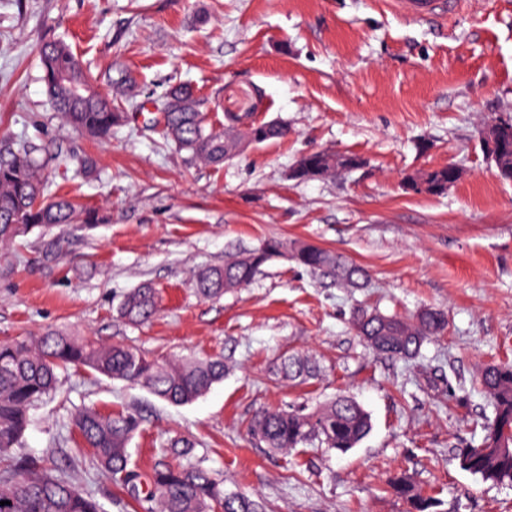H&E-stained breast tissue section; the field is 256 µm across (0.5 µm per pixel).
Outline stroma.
Segmentation results:
<instances>
[{
    "mask_svg": "<svg viewBox=\"0 0 512 512\" xmlns=\"http://www.w3.org/2000/svg\"><path fill=\"white\" fill-rule=\"evenodd\" d=\"M61 38L99 87L109 70L136 80L138 101L192 84L208 118L248 111L285 124L279 140L247 146L218 166L188 160L150 129L148 114L100 141L76 134L51 109L38 48ZM512 113V0H465L437 25L390 0H0V156L27 142L74 164L50 169L48 191L76 196L104 220L33 229L0 249V341L55 329L158 358L221 356V382L174 406L147 390L84 369L62 373L31 412L23 453L61 468L107 512H142L100 476L70 424L85 406L139 412L131 460L148 471L170 438L195 442L204 467L258 496L266 512H410L386 492L395 472L445 512H512V485L460 468L490 413L475 380L512 360V182L483 153L479 131ZM311 150L354 153L363 168L297 181ZM89 158L90 175L76 167ZM455 165L439 195L405 192L420 170ZM276 237L306 241L364 266L362 288H339L290 258L247 286L199 298L191 273ZM149 282L159 310L131 326L117 314ZM365 305L408 316L433 306L444 336L410 362L369 351L350 325ZM311 357L318 377L288 383L276 361ZM369 412L371 433L341 454L313 446L275 453L247 432L261 410L314 407L338 394Z\"/></svg>",
    "mask_w": 512,
    "mask_h": 512,
    "instance_id": "obj_1",
    "label": "stroma"
}]
</instances>
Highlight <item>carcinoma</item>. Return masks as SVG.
Wrapping results in <instances>:
<instances>
[{"label":"carcinoma","mask_w":512,"mask_h":512,"mask_svg":"<svg viewBox=\"0 0 512 512\" xmlns=\"http://www.w3.org/2000/svg\"><path fill=\"white\" fill-rule=\"evenodd\" d=\"M43 81L51 107L73 130L105 140L128 119L126 109L112 106V91H103L85 71L82 62L61 40L40 45ZM162 104L159 125L163 134L191 158L218 164L236 155L234 149L254 138L259 143L279 139L287 130L275 122L249 121V115H227V127L217 129L202 110L203 102L188 85L171 87ZM37 149L22 143L0 160V246H8L34 228L51 229L82 219L99 222L74 197L46 193L42 174L46 160ZM339 173L336 162L323 158L317 169L299 172L304 181ZM449 167L411 174L404 189L417 180L429 185L431 195L448 190ZM311 271L347 288H361L368 270L341 254L306 242L288 244L268 239L260 246L233 253L221 266L200 268L193 273L197 295L214 299L249 284L269 261L284 254ZM157 309V292L149 283L123 297L118 316L128 324L149 320ZM351 324L374 352L411 360L424 343L444 335L448 317L437 308H425L412 318L385 314L376 309H354ZM87 368L112 380L138 386L172 405H185L203 396L224 379L227 362L219 357L159 361L123 344H100L79 336L48 330L33 341H0V456L20 447L30 423L29 411L58 384V371ZM282 378L295 381L314 378L319 368L310 358L287 355L280 358ZM479 386L489 400L492 415L475 423L483 432L480 443L458 455L460 467L484 481L512 484V362L485 366ZM143 418L138 413L102 414L83 408L73 417L83 444L92 450L96 469L123 487L144 512H265L259 499L226 488V480L201 463L192 461L195 443L174 437L162 449V458L146 474L131 467L129 443ZM253 437L275 452L289 453L300 445L316 444L346 453L372 430L370 414L352 397L340 394L307 410L300 407L268 408L249 424ZM388 490L407 501L413 512H441L436 495L419 492L411 479L397 473ZM0 512H104L90 494L73 487L68 478L50 464L20 457L0 471Z\"/></svg>","instance_id":"cac0c4a2"}]
</instances>
